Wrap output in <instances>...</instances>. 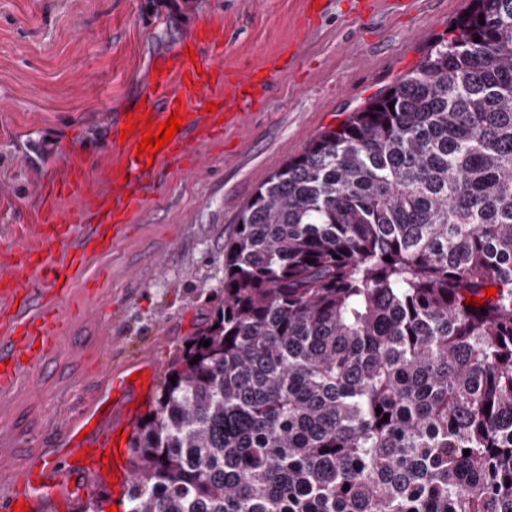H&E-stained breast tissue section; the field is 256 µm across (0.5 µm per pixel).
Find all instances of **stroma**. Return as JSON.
Instances as JSON below:
<instances>
[{"instance_id":"35a3bbf8","label":"stroma","mask_w":512,"mask_h":512,"mask_svg":"<svg viewBox=\"0 0 512 512\" xmlns=\"http://www.w3.org/2000/svg\"><path fill=\"white\" fill-rule=\"evenodd\" d=\"M468 0H195L167 21L145 0H0V260L51 202L40 187L71 154L104 188L110 131L156 66L178 49L206 51L192 34L224 26L225 71L283 62L263 98L189 170L167 163L134 231L88 262V279L60 307L66 327L46 367L0 395V489L114 369L144 361L166 372L218 301L224 242L260 183L321 131L415 69Z\"/></svg>"}]
</instances>
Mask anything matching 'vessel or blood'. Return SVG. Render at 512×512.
<instances>
[{"mask_svg": "<svg viewBox=\"0 0 512 512\" xmlns=\"http://www.w3.org/2000/svg\"><path fill=\"white\" fill-rule=\"evenodd\" d=\"M208 52L188 58L179 52L159 66L144 88L139 105L131 111L137 124L128 139H120V125H113V159L105 168L107 186L102 192L86 190L87 174L76 163L48 182L45 193L53 200L73 199L72 207L49 210L34 245L21 249L13 261L0 266V393H6L26 370L43 369L62 328L57 313L68 297L88 259L111 251L128 235L129 216L156 193L161 166L177 158L196 162V147L222 139L227 129L240 127L243 107L264 91L255 73L238 76L225 72L219 55L224 28L206 26L201 37ZM180 112L184 126L156 156L139 155L145 131H157L173 112ZM152 363L126 368L112 377V403L95 399L75 421L65 423L59 448L34 457L19 481L26 494L0 495V512H13L25 504L28 512H54L61 488L76 498L85 497L89 473L107 472L108 455L118 458L117 483L112 503L124 508L132 483L128 431L140 395L149 394L156 379Z\"/></svg>", "mask_w": 512, "mask_h": 512, "instance_id": "1", "label": "vessel or blood"}]
</instances>
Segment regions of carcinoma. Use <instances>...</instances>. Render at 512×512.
Masks as SVG:
<instances>
[{"mask_svg": "<svg viewBox=\"0 0 512 512\" xmlns=\"http://www.w3.org/2000/svg\"><path fill=\"white\" fill-rule=\"evenodd\" d=\"M465 11L243 205L127 512H512V0Z\"/></svg>", "mask_w": 512, "mask_h": 512, "instance_id": "obj_1", "label": "carcinoma"}]
</instances>
